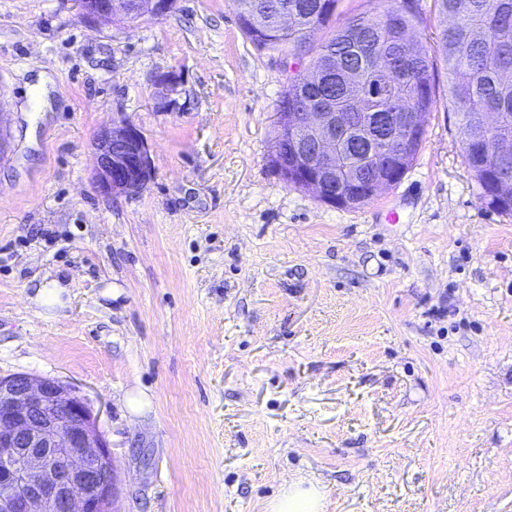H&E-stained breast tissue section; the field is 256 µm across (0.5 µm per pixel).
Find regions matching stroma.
Here are the masks:
<instances>
[{
    "mask_svg": "<svg viewBox=\"0 0 512 512\" xmlns=\"http://www.w3.org/2000/svg\"><path fill=\"white\" fill-rule=\"evenodd\" d=\"M308 62L257 50L232 0L92 27L73 0H0V377L86 400L115 512H265L295 481L324 512H512V215L482 200L444 84L373 201L284 185L276 112ZM161 71L182 82L165 111ZM121 116L155 175L108 198L92 143ZM65 288L62 287L56 280L44 279L43 283L38 288L34 297L36 305L54 308L63 305V295Z\"/></svg>",
    "mask_w": 512,
    "mask_h": 512,
    "instance_id": "stroma-1",
    "label": "stroma"
}]
</instances>
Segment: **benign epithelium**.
<instances>
[{
    "instance_id": "benign-epithelium-1",
    "label": "benign epithelium",
    "mask_w": 512,
    "mask_h": 512,
    "mask_svg": "<svg viewBox=\"0 0 512 512\" xmlns=\"http://www.w3.org/2000/svg\"><path fill=\"white\" fill-rule=\"evenodd\" d=\"M131 24L162 17L174 0H79L88 26L111 22L119 2ZM163 109L180 95L173 72L154 78ZM423 112H338L325 94L311 112L280 105V143L270 161L283 182L312 191L322 203L349 209L366 204L405 176L423 143ZM92 180L104 196L144 192L154 176L148 142L127 117L110 119L93 140ZM116 493L112 451L91 409L59 380L24 373L0 377V512H110Z\"/></svg>"
}]
</instances>
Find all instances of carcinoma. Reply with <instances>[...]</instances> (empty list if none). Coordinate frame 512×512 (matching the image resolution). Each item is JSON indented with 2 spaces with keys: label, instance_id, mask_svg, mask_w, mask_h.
I'll list each match as a JSON object with an SVG mask.
<instances>
[{
  "label": "carcinoma",
  "instance_id": "cac0c4a2",
  "mask_svg": "<svg viewBox=\"0 0 512 512\" xmlns=\"http://www.w3.org/2000/svg\"><path fill=\"white\" fill-rule=\"evenodd\" d=\"M235 7L249 6L272 12L280 5L298 12L304 23L288 33L270 26L265 31L245 29L251 43L262 42L273 50L296 51L301 46L316 61L321 48H333L348 69L360 72L349 78L332 71L336 108L355 112H432L436 105V59L448 71V101L459 119L461 134L476 135L479 141L465 146L467 164L488 207L509 214L512 200L496 192L495 181L512 178V162L498 168L495 155L502 144L512 141V0H435L439 15L450 22L432 45L413 35L404 44L386 21L397 15L402 27H427L421 12L401 11L403 0H374L370 13H363L364 38L354 46L337 41L336 35L317 43L316 34L334 21L339 0H232ZM389 79L393 91L373 92V85Z\"/></svg>",
  "mask_w": 512,
  "mask_h": 512
}]
</instances>
